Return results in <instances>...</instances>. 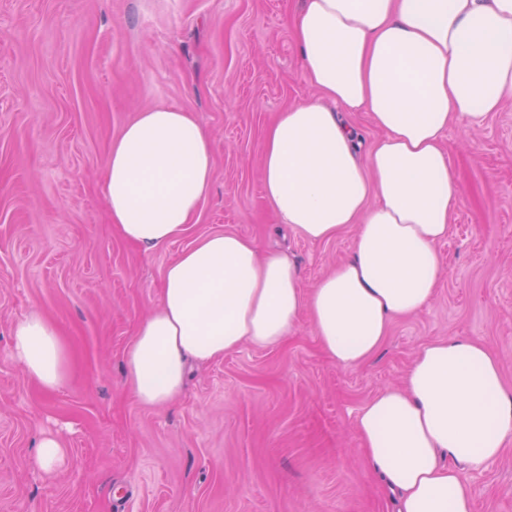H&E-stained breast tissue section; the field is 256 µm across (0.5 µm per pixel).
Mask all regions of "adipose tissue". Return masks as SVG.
Instances as JSON below:
<instances>
[{"mask_svg": "<svg viewBox=\"0 0 512 512\" xmlns=\"http://www.w3.org/2000/svg\"><path fill=\"white\" fill-rule=\"evenodd\" d=\"M290 24L302 75L322 99L279 112L266 130L263 193L306 240L357 225L353 256L307 292L288 254L231 232L199 238L165 268L160 304L125 351L142 404L179 397L188 361L245 342L276 347L304 315L333 363L369 360L444 273L438 246L459 200L449 124L481 125L512 98V0H298ZM344 112L368 113L381 131L367 155ZM213 176L209 133L191 113L158 106L113 140L100 193L122 240L159 249L186 233ZM10 355L43 389L70 379L67 347L40 315L14 323ZM356 431L395 512H473L464 474L512 441V392L484 343L443 337L365 403Z\"/></svg>", "mask_w": 512, "mask_h": 512, "instance_id": "1", "label": "adipose tissue"}]
</instances>
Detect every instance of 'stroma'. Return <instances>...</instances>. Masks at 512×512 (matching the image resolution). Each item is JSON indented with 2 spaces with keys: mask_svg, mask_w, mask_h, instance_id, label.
I'll use <instances>...</instances> for the list:
<instances>
[{
  "mask_svg": "<svg viewBox=\"0 0 512 512\" xmlns=\"http://www.w3.org/2000/svg\"><path fill=\"white\" fill-rule=\"evenodd\" d=\"M295 5L0 0V512H393L354 431L360 408L445 336L485 343L512 387V100L481 127L449 126L460 197L439 245L446 270L372 359L336 365L304 316L277 347L191 366L171 404L142 406L127 386L124 353L166 266L198 238L287 251L306 289L352 254V226L327 242L273 234L263 195L267 127L320 97L301 74ZM161 104L211 134L213 190L182 238L147 250L113 233L99 183L113 139ZM32 313L72 356L53 392L9 355ZM48 430L71 461L44 472L34 453ZM465 478L473 512H512V443Z\"/></svg>",
  "mask_w": 512,
  "mask_h": 512,
  "instance_id": "1",
  "label": "stroma"
}]
</instances>
